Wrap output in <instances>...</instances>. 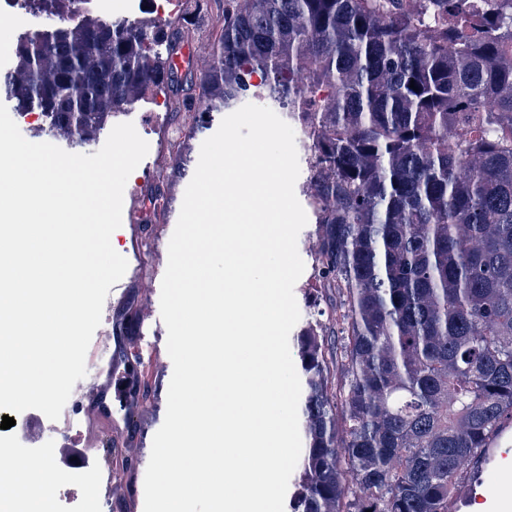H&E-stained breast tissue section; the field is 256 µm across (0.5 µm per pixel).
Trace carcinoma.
Instances as JSON below:
<instances>
[{"label":"carcinoma","mask_w":512,"mask_h":512,"mask_svg":"<svg viewBox=\"0 0 512 512\" xmlns=\"http://www.w3.org/2000/svg\"><path fill=\"white\" fill-rule=\"evenodd\" d=\"M43 2L62 29L20 36L6 90L85 141L161 82L160 39L80 15L88 0ZM203 3L205 111L254 98L299 121L318 277L339 297L297 337L293 512H449L464 467L512 420V0ZM139 318L119 303L112 336ZM115 362L137 383L130 444L154 388L137 350Z\"/></svg>","instance_id":"carcinoma-1"}]
</instances>
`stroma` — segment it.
I'll return each mask as SVG.
<instances>
[{
  "instance_id": "1",
  "label": "stroma",
  "mask_w": 512,
  "mask_h": 512,
  "mask_svg": "<svg viewBox=\"0 0 512 512\" xmlns=\"http://www.w3.org/2000/svg\"><path fill=\"white\" fill-rule=\"evenodd\" d=\"M212 63L209 45H201L193 52V62L188 77L177 85L160 84L144 93L129 109L137 133L148 142L149 152L130 175L125 190L122 225L112 237L114 249L128 261L123 278L113 285L103 306V319H110L118 300L135 295L141 315L147 326L142 343V353L154 356L155 398L151 407L139 415L140 432L136 444L151 448L155 433L161 427L166 414L167 393L173 373V365L167 352V329L160 315L161 283L168 262V244L177 224L184 192L198 164L200 148L204 140L218 129L223 115L219 112L207 114L200 130L186 142L181 158L170 155L165 143L175 138L184 124L179 112H168L162 103L179 93L197 96V84ZM0 103L5 104L11 118L22 135L29 141L52 140L54 145L70 153L92 154L105 143L110 130L102 128L87 142H76L75 138L51 131L44 120H32L18 112L16 103L0 89ZM164 194L169 200L166 220L161 224H145L134 221L130 211L139 194ZM316 240L315 222H307L300 231L297 248L305 269L295 284L294 294L300 311L301 323L315 320L318 311L327 310L331 295L324 290L316 270V259L312 245ZM145 466L126 472L111 498L95 497L87 484L69 475L53 478L56 494L52 499L54 512H143Z\"/></svg>"
}]
</instances>
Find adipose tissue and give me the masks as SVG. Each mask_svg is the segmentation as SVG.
<instances>
[{
	"mask_svg": "<svg viewBox=\"0 0 512 512\" xmlns=\"http://www.w3.org/2000/svg\"><path fill=\"white\" fill-rule=\"evenodd\" d=\"M11 460L10 468L0 469V512H52L49 499L34 490L41 469L20 454Z\"/></svg>",
	"mask_w": 512,
	"mask_h": 512,
	"instance_id": "adipose-tissue-1",
	"label": "adipose tissue"
}]
</instances>
